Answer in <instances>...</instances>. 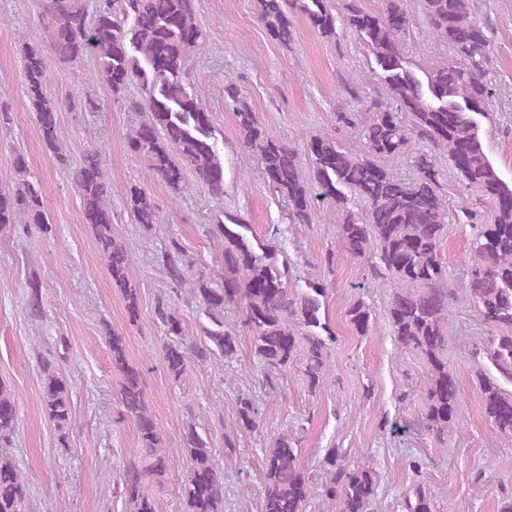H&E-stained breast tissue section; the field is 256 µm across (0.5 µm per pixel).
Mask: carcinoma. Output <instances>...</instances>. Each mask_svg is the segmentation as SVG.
<instances>
[{"label":"carcinoma","instance_id":"obj_1","mask_svg":"<svg viewBox=\"0 0 512 512\" xmlns=\"http://www.w3.org/2000/svg\"><path fill=\"white\" fill-rule=\"evenodd\" d=\"M197 0H42L41 15L50 20L49 47L26 42L22 61L27 98L45 147L62 157L57 135L59 101L46 94L51 61L72 63L91 55L100 76L117 97L136 85L140 100L132 108L147 118L125 137L128 153L144 161L147 176L162 181L174 198L186 188L187 173L215 199L224 197V159L217 149L210 112L192 90L188 74L191 53L205 40L196 23ZM258 18L275 41H294L290 21L302 14L319 35L338 36L337 20L353 32L368 56L367 79L380 85L383 99H373L369 116L337 113L338 124L355 131L358 151H346L332 136L314 138L307 146L309 167L298 150L265 135L255 113L244 103L241 87L224 82V94L236 107L243 148L256 160L269 187L288 201L290 224L311 223L315 200L342 212V249L367 267L372 288L390 287L387 317L403 353L427 363L425 424L441 439L458 428L459 390L448 367V328L453 306L473 308L484 336L473 346L474 361L487 420L495 434L512 436V185L504 183L490 162L480 134L492 87L487 80L492 52L491 27L476 16L473 0H424L423 23L433 44L445 43L454 59L442 61L424 77L408 65L402 51L411 24L404 0H383L373 13L360 0H344L337 16L329 0H259ZM418 148H412V144ZM410 156L415 176L394 177L387 164ZM445 155L466 189L494 205L487 224L461 206L451 215L443 193ZM15 179L0 188V233L28 236L51 231L40 191L29 180L25 157L13 159ZM81 198L82 223L91 227L112 283L120 289L130 321L140 313V291L133 280L134 260L112 236L114 214L99 145L85 151L71 169ZM126 209L134 223L149 229L162 214L143 187L126 193ZM473 230L466 286L448 285L442 243L450 221ZM250 225L241 218L217 219L212 233L224 239L220 269L190 279L195 259L172 240L160 262L171 288L184 293L211 322L195 342L184 339L181 315L166 300L157 302L160 330L173 341L163 345V362L171 379L179 381L188 363L237 354L239 330L250 338L264 390L276 391L277 376L298 357L302 375L315 390L329 375L330 346L335 335L322 318L327 288L319 281L297 286V263L275 246L253 242ZM26 309L33 318L44 315L39 282L29 284ZM241 312V324L224 323V309ZM354 330L366 336L373 310L362 300L347 310ZM112 371L118 378L119 419L129 417L137 428L142 456L124 464L121 493L130 512H157L150 486L163 485L176 462L162 448V434L145 397L144 372L129 362L124 338L108 335ZM43 401L49 419L66 438L74 413L72 391L52 354H42ZM258 408L250 397L239 399L236 421L222 427L224 447L234 448L231 434L258 427ZM19 429L18 399L0 383V512H26L29 484L12 451ZM185 476L180 495L184 512H224V474L215 463L216 445L193 424L183 432ZM347 455L329 448L322 460L328 479L322 497L339 503V512H367L377 495L371 471L352 469ZM312 478L299 463V452L288 437L277 438L264 451L261 479L262 512H307ZM432 494L417 486L404 498V512H432Z\"/></svg>","mask_w":512,"mask_h":512}]
</instances>
